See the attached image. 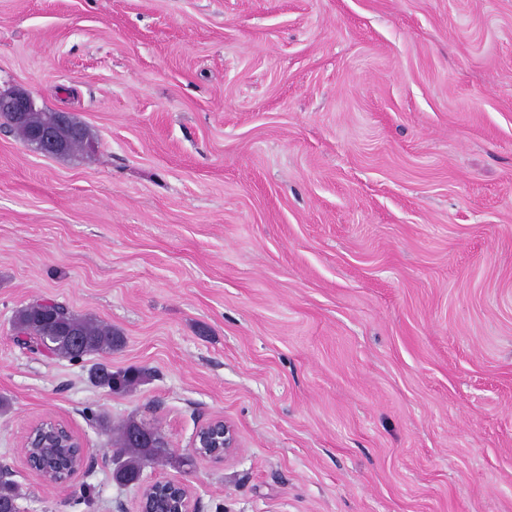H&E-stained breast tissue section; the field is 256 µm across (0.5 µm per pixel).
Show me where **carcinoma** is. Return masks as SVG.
Here are the masks:
<instances>
[{"label":"carcinoma","mask_w":512,"mask_h":512,"mask_svg":"<svg viewBox=\"0 0 512 512\" xmlns=\"http://www.w3.org/2000/svg\"><path fill=\"white\" fill-rule=\"evenodd\" d=\"M0 119L22 140L30 142L36 129H50L65 142L57 152L64 156L82 151L92 145L87 128L65 112H29L26 120L15 123L8 114ZM14 329L19 336L40 340V345L52 355L69 360H79L89 354H109L121 342V334L112 326L87 315H79L68 307L53 303L45 305L34 301L19 308L14 316ZM146 372L130 367L112 371L103 363L92 368L89 378L98 386L113 393H127L143 383ZM101 429L120 448L115 458L114 479L127 484L140 478L143 468L166 448L161 432L142 421L129 420L118 428L110 420L98 419ZM22 496L21 487L14 481L0 485V512H12Z\"/></svg>","instance_id":"cac0c4a2"}]
</instances>
